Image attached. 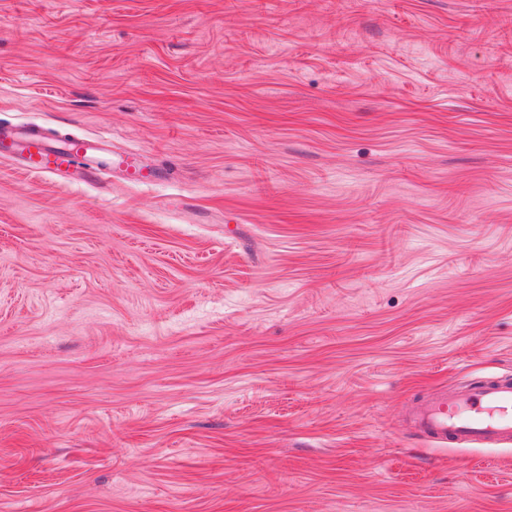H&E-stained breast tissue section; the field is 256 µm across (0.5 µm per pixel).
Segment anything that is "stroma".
<instances>
[{"label": "stroma", "mask_w": 512, "mask_h": 512, "mask_svg": "<svg viewBox=\"0 0 512 512\" xmlns=\"http://www.w3.org/2000/svg\"><path fill=\"white\" fill-rule=\"evenodd\" d=\"M0 512H512L408 405L512 375V0H0ZM14 135L15 139L12 137ZM2 159H20L27 170L65 179L78 177L80 183L98 180L105 170H116L126 183H148L153 178L142 173L143 163L131 155L112 154L102 147L101 140H74L61 146H51L47 136L40 130H12L0 127V144ZM84 155L100 158L96 166H89L85 171L74 169L73 160Z\"/></svg>", "instance_id": "1"}]
</instances>
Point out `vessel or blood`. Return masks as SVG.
I'll return each mask as SVG.
<instances>
[{
	"mask_svg": "<svg viewBox=\"0 0 512 512\" xmlns=\"http://www.w3.org/2000/svg\"><path fill=\"white\" fill-rule=\"evenodd\" d=\"M0 157L21 160L27 170L91 183L103 171H118L128 183H143L144 165L126 155H115L98 140H74L53 146L40 130L12 131L0 127ZM415 431L433 442L463 446L512 444V378L472 382L438 392L411 411Z\"/></svg>",
	"mask_w": 512,
	"mask_h": 512,
	"instance_id": "obj_1",
	"label": "vessel or blood"
}]
</instances>
